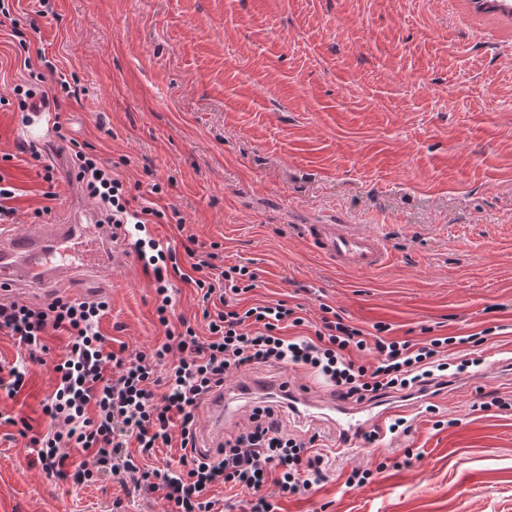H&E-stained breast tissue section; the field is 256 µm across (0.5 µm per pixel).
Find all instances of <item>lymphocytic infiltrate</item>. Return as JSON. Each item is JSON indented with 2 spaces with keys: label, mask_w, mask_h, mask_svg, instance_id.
<instances>
[{
  "label": "lymphocytic infiltrate",
  "mask_w": 512,
  "mask_h": 512,
  "mask_svg": "<svg viewBox=\"0 0 512 512\" xmlns=\"http://www.w3.org/2000/svg\"><path fill=\"white\" fill-rule=\"evenodd\" d=\"M77 180L113 229L133 228V247L151 266L156 281V314L165 340L151 352L112 350L100 330L108 301L55 297L43 304L0 298V334L14 338L19 351L0 391L14 397L24 386L28 362L48 354L49 332H66L69 341L52 370L56 385L42 404L50 425L33 436L29 448L42 470L61 480L84 484L109 474L130 480L135 489L158 494L162 512H214L208 493L223 484L250 495V512H277V499L301 495L325 480L331 452L316 438L288 430L271 406L254 408L247 423L225 438L214 455L197 450L199 410L210 393L253 365H277L314 375L333 397L363 403L391 393L422 392L442 385L449 371L464 373L481 361L460 353L449 362L443 348L452 336L422 343L368 336L331 306L313 335L285 336L305 320L286 302L245 310L226 304L229 294L256 286V274L244 265H219L215 252L197 253L195 236L183 252L160 249L142 238L147 225L161 223L166 213L151 205L132 204L111 165L100 161L86 144L71 141ZM193 261L194 285L201 300L224 301L204 311L208 338H200L187 320L172 322L173 299L168 271L180 257ZM179 439L178 469L145 467L157 448ZM85 460L72 463L73 449Z\"/></svg>",
  "instance_id": "1"
}]
</instances>
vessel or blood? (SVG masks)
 Masks as SVG:
<instances>
[{"instance_id":"1","label":"vessel or blood","mask_w":512,"mask_h":512,"mask_svg":"<svg viewBox=\"0 0 512 512\" xmlns=\"http://www.w3.org/2000/svg\"><path fill=\"white\" fill-rule=\"evenodd\" d=\"M302 235L322 257L338 269L377 271L392 260L385 238L378 232L351 224L320 221L302 227ZM112 250V233L95 216L84 217L67 210L57 219L32 226L27 231L15 225H0V293L19 295L36 287L58 282L81 281L84 294L97 297L105 291V257ZM286 400L306 418L330 422L345 446L363 433L384 430L389 417L396 413L392 403L348 407L316 403L306 387H282L267 381L254 382L248 390L225 389L210 400L214 415L224 416L238 403L255 396Z\"/></svg>"}]
</instances>
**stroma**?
Instances as JSON below:
<instances>
[{
	"label": "stroma",
	"instance_id": "stroma-1",
	"mask_svg": "<svg viewBox=\"0 0 512 512\" xmlns=\"http://www.w3.org/2000/svg\"><path fill=\"white\" fill-rule=\"evenodd\" d=\"M12 16L0 25V97L32 71L53 97L36 115L0 105L18 230L37 208H67L73 138L130 189L161 182L156 203L179 218L148 225L160 244L192 234L257 272L240 307L284 300L316 325L325 303L366 332L381 323L417 342L489 328L477 354L512 359V16L474 0H52L43 17L15 0ZM33 124L50 183L22 151ZM331 216L382 234L391 263L347 272L318 255L299 227ZM180 268L175 313L207 335L183 279L191 267ZM108 276L103 334L151 351L164 339L152 273L133 259ZM53 386L51 365L29 364L0 415L44 430ZM493 394L512 396V377L441 389L408 413L410 434L335 462L280 512H512V408H486ZM354 466L374 469L372 483L346 488ZM160 510L110 476H48L18 427L0 425V512Z\"/></svg>",
	"mask_w": 512,
	"mask_h": 512
}]
</instances>
